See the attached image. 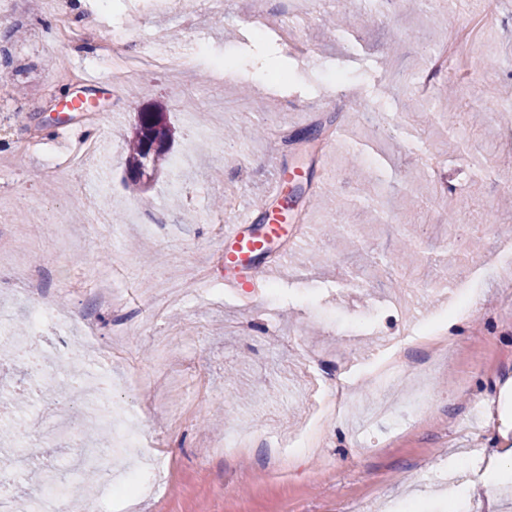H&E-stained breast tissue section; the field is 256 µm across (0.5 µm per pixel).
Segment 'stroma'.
<instances>
[{
  "label": "stroma",
  "mask_w": 512,
  "mask_h": 512,
  "mask_svg": "<svg viewBox=\"0 0 512 512\" xmlns=\"http://www.w3.org/2000/svg\"><path fill=\"white\" fill-rule=\"evenodd\" d=\"M224 0L215 14L198 5L191 25L155 11L153 0H0L13 9L14 41L0 40V68L14 88L0 97V302L25 316L14 294L24 270L39 267L68 323L48 325L28 356L0 371L10 402L28 397L14 418L32 447L43 426L80 421L87 395H43L44 378L63 379L51 362L79 360L87 373L120 383L143 379L111 397L137 412L155 466L145 496L102 500L101 512H492L486 466L512 446V288L491 273L512 248V0H396L380 14L365 0ZM72 27L105 15L173 46L207 43L226 66L260 72L265 85L214 84L206 64L146 69L113 80L92 42L69 40ZM453 42L466 92L433 91L418 101L412 84L436 43ZM99 84H89L90 76ZM166 112L175 132L168 161L148 184L133 185L123 133L139 113ZM334 118L316 145L273 147L271 128L293 133ZM70 124L97 149L82 165L50 172L54 132ZM441 159L442 179L469 206L443 210L422 174ZM298 173L302 192L288 209L293 236L274 244V271L243 299L224 288V241L209 222L215 199L275 209L265 191L273 169ZM458 249L445 248L449 220L472 219ZM151 213L164 227L147 234L135 221ZM130 308L159 307L161 320L130 325L97 306L99 276ZM421 283L409 291V280ZM467 279L481 310L448 339L421 344L427 318L448 321L454 286ZM193 291V303L180 293ZM407 295L404 309L391 300ZM92 318L98 343L123 360L106 361L69 340ZM397 348L411 352L412 376L428 402L420 422L398 427L410 388L379 393L369 373ZM319 364L304 362L305 354ZM341 379L349 408L327 427L321 447L294 449L273 470L268 444L293 438L311 419L316 393ZM181 408V422L170 411ZM12 487L34 497L40 468L83 483L66 439Z\"/></svg>",
  "instance_id": "stroma-1"
}]
</instances>
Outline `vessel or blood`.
Listing matches in <instances>:
<instances>
[{
	"label": "vessel or blood",
	"instance_id": "1",
	"mask_svg": "<svg viewBox=\"0 0 512 512\" xmlns=\"http://www.w3.org/2000/svg\"><path fill=\"white\" fill-rule=\"evenodd\" d=\"M286 220L287 214L282 211L266 214L259 221L249 210L225 225L224 266L232 271L224 279L225 287L244 296L255 292L259 276L268 270L258 259L281 238Z\"/></svg>",
	"mask_w": 512,
	"mask_h": 512
}]
</instances>
